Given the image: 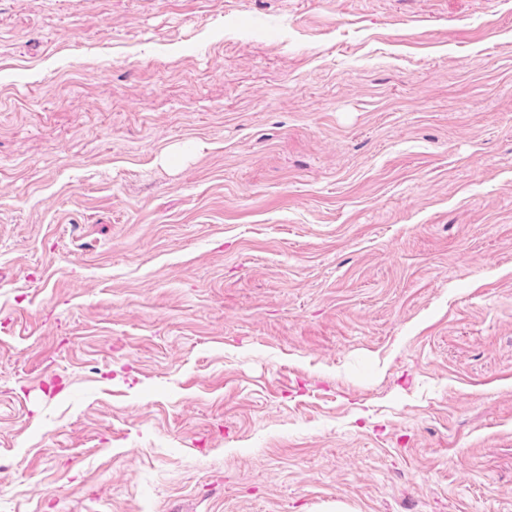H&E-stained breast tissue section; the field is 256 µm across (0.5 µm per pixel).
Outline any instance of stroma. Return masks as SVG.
Listing matches in <instances>:
<instances>
[{"label":"stroma","mask_w":512,"mask_h":512,"mask_svg":"<svg viewBox=\"0 0 512 512\" xmlns=\"http://www.w3.org/2000/svg\"><path fill=\"white\" fill-rule=\"evenodd\" d=\"M0 512H512V0H0Z\"/></svg>","instance_id":"1"}]
</instances>
